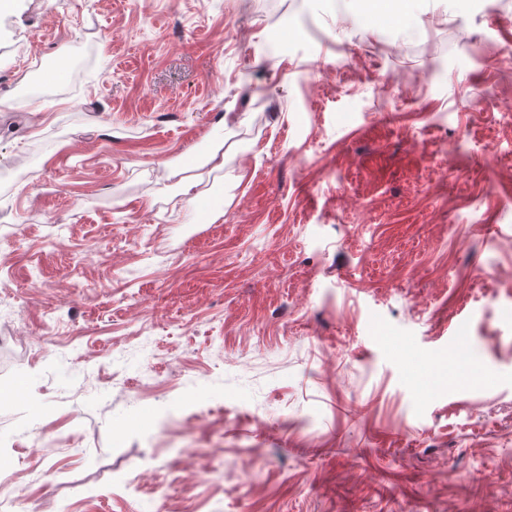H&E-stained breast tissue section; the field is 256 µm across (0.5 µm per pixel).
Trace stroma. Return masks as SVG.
Returning <instances> with one entry per match:
<instances>
[{
	"instance_id": "35a3bbf8",
	"label": "stroma",
	"mask_w": 512,
	"mask_h": 512,
	"mask_svg": "<svg viewBox=\"0 0 512 512\" xmlns=\"http://www.w3.org/2000/svg\"><path fill=\"white\" fill-rule=\"evenodd\" d=\"M276 5L0 12V469L33 512H512V0ZM362 8V16L369 27L385 15H392L396 20L410 23L412 14L408 11L406 2L410 0H358Z\"/></svg>"
}]
</instances>
